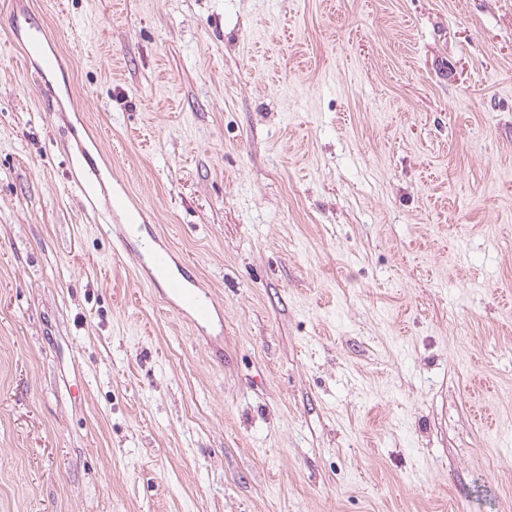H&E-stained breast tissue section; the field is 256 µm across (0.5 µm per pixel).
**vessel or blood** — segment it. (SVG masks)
Instances as JSON below:
<instances>
[{"mask_svg": "<svg viewBox=\"0 0 512 512\" xmlns=\"http://www.w3.org/2000/svg\"><path fill=\"white\" fill-rule=\"evenodd\" d=\"M29 26L28 15L17 16L12 36L21 42L24 61L34 65L39 86L53 91L50 76L60 64V53L46 33L23 37V30ZM66 156L70 179L83 209L103 212L108 217L105 229L112 238L115 258L132 259L137 280L157 289L160 300L193 330L202 333L204 344H211V337L204 334L215 307L210 290L186 265L177 262L167 243L154 247L144 242L138 233L139 222L144 218L142 209L129 207L130 195L123 179L93 162L79 137H72Z\"/></svg>", "mask_w": 512, "mask_h": 512, "instance_id": "obj_1", "label": "vessel or blood"}]
</instances>
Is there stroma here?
<instances>
[{
  "mask_svg": "<svg viewBox=\"0 0 512 512\" xmlns=\"http://www.w3.org/2000/svg\"><path fill=\"white\" fill-rule=\"evenodd\" d=\"M71 125L221 354L115 262ZM0 512H512V0H0ZM29 15L16 13V23L12 30L13 38L23 47V59L26 63L35 65L38 86L43 87L49 93L55 94V89L49 76L60 66V53L55 45L47 37L42 27L37 28L38 35L22 37V31L31 27Z\"/></svg>",
  "mask_w": 512,
  "mask_h": 512,
  "instance_id": "stroma-1",
  "label": "stroma"
}]
</instances>
